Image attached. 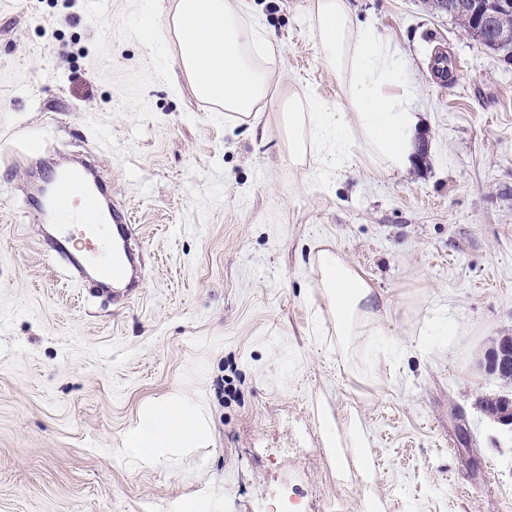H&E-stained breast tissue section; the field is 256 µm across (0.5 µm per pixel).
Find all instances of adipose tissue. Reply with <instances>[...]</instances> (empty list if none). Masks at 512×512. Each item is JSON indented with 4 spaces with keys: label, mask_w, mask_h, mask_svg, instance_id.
<instances>
[{
    "label": "adipose tissue",
    "mask_w": 512,
    "mask_h": 512,
    "mask_svg": "<svg viewBox=\"0 0 512 512\" xmlns=\"http://www.w3.org/2000/svg\"><path fill=\"white\" fill-rule=\"evenodd\" d=\"M243 0H173L167 28L159 39L175 37L179 66L198 96L215 101L234 116L257 111L268 96L274 69L270 41L258 38L244 20ZM312 18L323 56L344 80L354 111L301 107L292 96L283 118L288 154L301 161L307 150L326 144L324 169H340L368 159L389 170L409 167L418 123L404 99L391 94L390 46L372 28L353 23L349 0H313ZM320 286L335 311L336 334L343 342L374 336L380 302L372 286L342 257L324 250L317 256ZM196 406L175 397L154 407L127 445L153 462L166 452L193 443L201 434Z\"/></svg>",
    "instance_id": "ef3b65f1"
}]
</instances>
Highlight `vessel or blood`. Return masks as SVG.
Here are the masks:
<instances>
[{"label": "vessel or blood", "instance_id": "b4317fda", "mask_svg": "<svg viewBox=\"0 0 512 512\" xmlns=\"http://www.w3.org/2000/svg\"><path fill=\"white\" fill-rule=\"evenodd\" d=\"M55 180V193L38 210L61 230L59 253L79 269H92L100 280H126L135 268L128 212L105 209L106 189L87 161L58 170Z\"/></svg>", "mask_w": 512, "mask_h": 512}]
</instances>
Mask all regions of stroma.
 I'll return each instance as SVG.
<instances>
[{
  "label": "stroma",
  "mask_w": 512,
  "mask_h": 512,
  "mask_svg": "<svg viewBox=\"0 0 512 512\" xmlns=\"http://www.w3.org/2000/svg\"><path fill=\"white\" fill-rule=\"evenodd\" d=\"M0 0V512H512V394L484 355L512 336V64L432 0H350L395 48L427 151L405 171L292 162L280 103L353 111L313 0H244L276 47L266 105L231 119L153 41L171 0ZM452 70L433 77L437 56ZM91 151L138 229L115 303L48 252L31 151ZM339 252L387 301L345 346L319 286ZM456 329L426 338L432 309ZM202 406L160 463L124 453L145 410ZM358 425L362 448L331 440ZM483 414L493 422L512 430V397L489 396L479 401Z\"/></svg>",
  "instance_id": "stroma-1"
}]
</instances>
